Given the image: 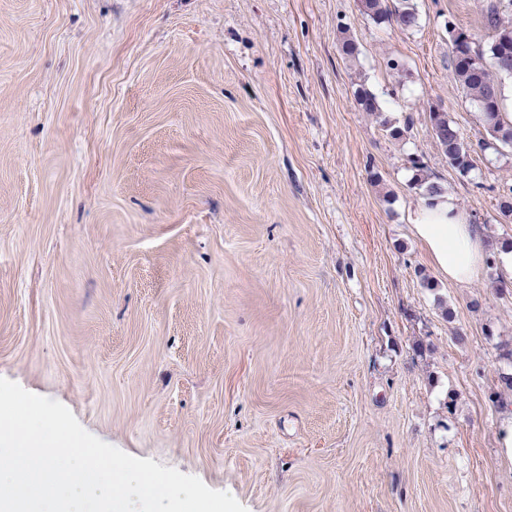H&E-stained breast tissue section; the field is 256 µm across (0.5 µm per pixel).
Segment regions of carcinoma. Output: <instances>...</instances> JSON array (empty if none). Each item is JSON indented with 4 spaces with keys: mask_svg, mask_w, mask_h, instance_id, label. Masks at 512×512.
Segmentation results:
<instances>
[{
    "mask_svg": "<svg viewBox=\"0 0 512 512\" xmlns=\"http://www.w3.org/2000/svg\"><path fill=\"white\" fill-rule=\"evenodd\" d=\"M363 15L377 24L392 22L401 31H411L419 24V14L412 0H366ZM484 29L488 33L487 48L476 45L475 34L461 28L459 38L451 42L452 68L450 80L456 90L473 102L490 139L480 148H494L501 137L512 135V121L502 112L501 78L512 77V0H497L484 9ZM355 100L361 111L376 118L381 115L377 95L361 83L355 90ZM433 136L448 163L461 175L474 168L475 148L461 134L446 112L430 113ZM413 184L423 190V197L431 201L445 193L442 185L430 180L424 165L411 159Z\"/></svg>",
    "mask_w": 512,
    "mask_h": 512,
    "instance_id": "cac0c4a2",
    "label": "carcinoma"
}]
</instances>
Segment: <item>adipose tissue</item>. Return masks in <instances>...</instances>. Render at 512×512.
I'll return each mask as SVG.
<instances>
[{
  "label": "adipose tissue",
  "instance_id": "obj_1",
  "mask_svg": "<svg viewBox=\"0 0 512 512\" xmlns=\"http://www.w3.org/2000/svg\"><path fill=\"white\" fill-rule=\"evenodd\" d=\"M411 223L434 268L449 281L470 284L483 278L487 265L483 237L476 225L467 222L454 197L445 194L418 208Z\"/></svg>",
  "mask_w": 512,
  "mask_h": 512
}]
</instances>
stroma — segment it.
<instances>
[{
    "label": "stroma",
    "instance_id": "obj_1",
    "mask_svg": "<svg viewBox=\"0 0 512 512\" xmlns=\"http://www.w3.org/2000/svg\"><path fill=\"white\" fill-rule=\"evenodd\" d=\"M414 2L0 0V377L247 512H512V147L460 175L429 118L487 137L445 28L487 43L484 0ZM413 156L480 282L414 236ZM393 9L388 0H366L363 15L376 24L393 22L401 31H411L419 24V14L413 0H396ZM414 187L423 190L425 201L412 214L414 235L423 243L434 268L448 281L470 284L483 278L487 256L479 229L469 224L454 197L432 180L418 158L411 159ZM444 194V195H442ZM442 195V196H440Z\"/></svg>",
    "mask_w": 512,
    "mask_h": 512
}]
</instances>
